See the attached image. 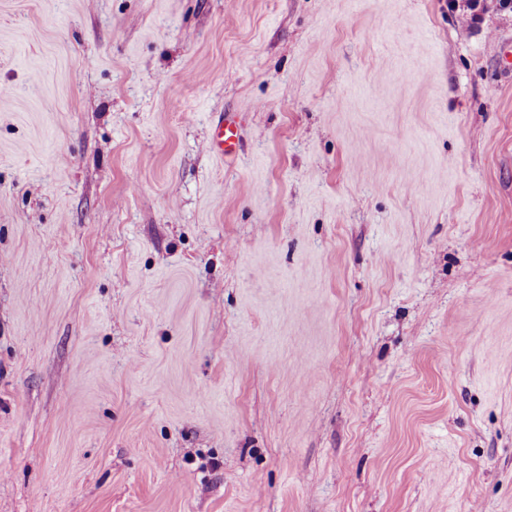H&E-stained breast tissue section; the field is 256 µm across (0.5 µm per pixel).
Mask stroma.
Returning <instances> with one entry per match:
<instances>
[{"mask_svg": "<svg viewBox=\"0 0 512 512\" xmlns=\"http://www.w3.org/2000/svg\"><path fill=\"white\" fill-rule=\"evenodd\" d=\"M465 2L0 0V512H512V7ZM234 113L236 112L221 114L211 126L212 151L226 161L234 160L241 149L242 125Z\"/></svg>", "mask_w": 512, "mask_h": 512, "instance_id": "1", "label": "stroma"}]
</instances>
